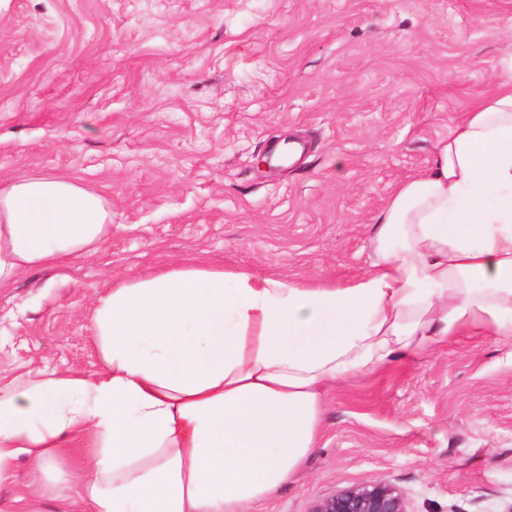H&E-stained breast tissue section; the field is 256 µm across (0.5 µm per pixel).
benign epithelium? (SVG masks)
Listing matches in <instances>:
<instances>
[{
  "instance_id": "benign-epithelium-1",
  "label": "benign epithelium",
  "mask_w": 512,
  "mask_h": 512,
  "mask_svg": "<svg viewBox=\"0 0 512 512\" xmlns=\"http://www.w3.org/2000/svg\"><path fill=\"white\" fill-rule=\"evenodd\" d=\"M312 512H409L405 492L388 482H369L336 491L316 502Z\"/></svg>"
}]
</instances>
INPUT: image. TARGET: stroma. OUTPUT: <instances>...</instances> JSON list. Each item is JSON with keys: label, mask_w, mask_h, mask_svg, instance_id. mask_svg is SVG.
Wrapping results in <instances>:
<instances>
[{"label": "stroma", "mask_w": 512, "mask_h": 512, "mask_svg": "<svg viewBox=\"0 0 512 512\" xmlns=\"http://www.w3.org/2000/svg\"><path fill=\"white\" fill-rule=\"evenodd\" d=\"M512 0H10L0 181L111 201L95 256L0 288V385L97 371L100 293L197 257L344 284L395 187L487 95ZM305 140L296 163L257 167ZM387 481L410 512L512 506V336H463L334 386L320 448L251 512Z\"/></svg>", "instance_id": "stroma-1"}]
</instances>
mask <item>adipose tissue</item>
<instances>
[{"label":"adipose tissue","instance_id":"1","mask_svg":"<svg viewBox=\"0 0 512 512\" xmlns=\"http://www.w3.org/2000/svg\"><path fill=\"white\" fill-rule=\"evenodd\" d=\"M110 221L73 178L0 184V288L98 252ZM366 244L368 268L343 285L202 264L112 285L97 372L0 385V486L24 459V512H249L319 448L332 385L512 335L511 53Z\"/></svg>","mask_w":512,"mask_h":512}]
</instances>
